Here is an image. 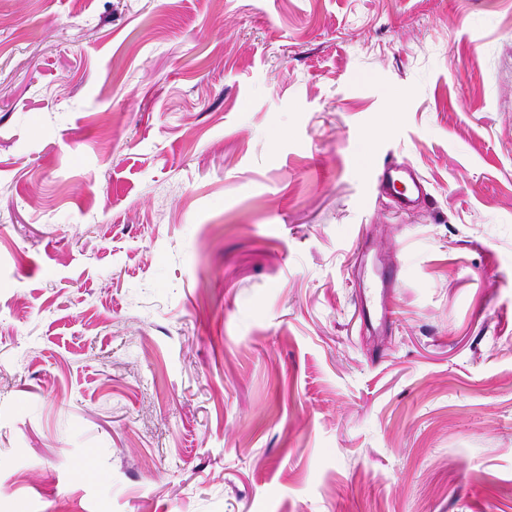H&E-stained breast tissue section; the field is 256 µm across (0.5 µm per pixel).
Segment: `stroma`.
<instances>
[{"instance_id": "stroma-1", "label": "stroma", "mask_w": 512, "mask_h": 512, "mask_svg": "<svg viewBox=\"0 0 512 512\" xmlns=\"http://www.w3.org/2000/svg\"><path fill=\"white\" fill-rule=\"evenodd\" d=\"M0 512H512V0H0ZM375 190L391 196L404 213L414 210L425 195L422 182L410 165L386 158L375 167ZM396 270L395 266L391 265L381 272L379 283L366 282L360 296V317L372 328L374 322H378L374 329L378 330L390 321L391 291L397 283Z\"/></svg>"}]
</instances>
